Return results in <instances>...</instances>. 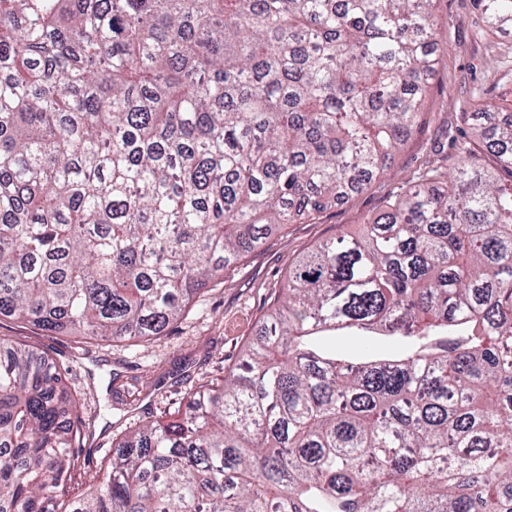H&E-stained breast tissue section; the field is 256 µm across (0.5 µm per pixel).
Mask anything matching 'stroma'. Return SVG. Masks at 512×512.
<instances>
[{"mask_svg":"<svg viewBox=\"0 0 512 512\" xmlns=\"http://www.w3.org/2000/svg\"><path fill=\"white\" fill-rule=\"evenodd\" d=\"M439 65L419 127L392 167L363 192L327 207L301 224L270 229L260 244L207 287L184 316L148 346L86 343L0 316V336L29 344L68 367V389L93 437L88 454L98 466L112 443L135 423L177 411L192 385L222 378L236 366L291 262L317 244L355 231L383 212L387 200L413 185L426 163L455 170L460 154L448 145L462 129L474 99L512 102V36L491 32L472 0H436Z\"/></svg>","mask_w":512,"mask_h":512,"instance_id":"obj_1","label":"stroma"}]
</instances>
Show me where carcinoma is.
Masks as SVG:
<instances>
[{
	"instance_id": "obj_1",
	"label": "carcinoma",
	"mask_w": 512,
	"mask_h": 512,
	"mask_svg": "<svg viewBox=\"0 0 512 512\" xmlns=\"http://www.w3.org/2000/svg\"><path fill=\"white\" fill-rule=\"evenodd\" d=\"M434 2L0 0V315L149 343L266 227L363 191L419 122ZM475 3L512 33V0ZM467 123L512 171V105ZM87 429L0 337V512H512V187L424 169L65 497Z\"/></svg>"
}]
</instances>
